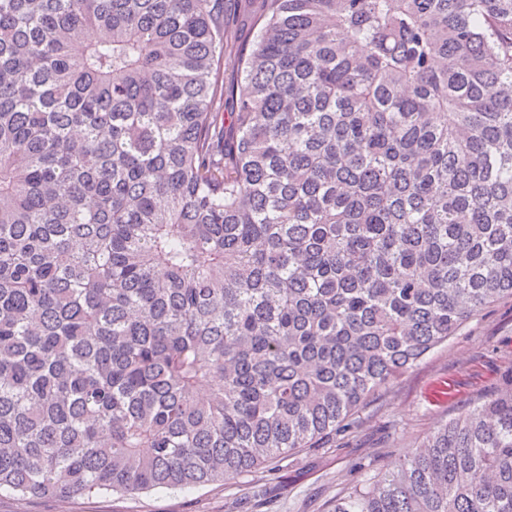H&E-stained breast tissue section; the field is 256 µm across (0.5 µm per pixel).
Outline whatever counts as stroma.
<instances>
[{"instance_id": "stroma-1", "label": "stroma", "mask_w": 512, "mask_h": 512, "mask_svg": "<svg viewBox=\"0 0 512 512\" xmlns=\"http://www.w3.org/2000/svg\"><path fill=\"white\" fill-rule=\"evenodd\" d=\"M511 374L512 299L505 298L370 397L322 447L272 462L262 477L134 495H76L63 503L2 488L0 512H331L358 478L392 467Z\"/></svg>"}]
</instances>
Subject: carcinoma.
<instances>
[{
	"mask_svg": "<svg viewBox=\"0 0 512 512\" xmlns=\"http://www.w3.org/2000/svg\"><path fill=\"white\" fill-rule=\"evenodd\" d=\"M0 0V488L228 482L512 298V0ZM333 512H512V378ZM229 26L226 33V39L229 43L235 45H245L252 37L250 25L243 21L241 17L228 15Z\"/></svg>",
	"mask_w": 512,
	"mask_h": 512,
	"instance_id": "cac0c4a2",
	"label": "carcinoma"
}]
</instances>
